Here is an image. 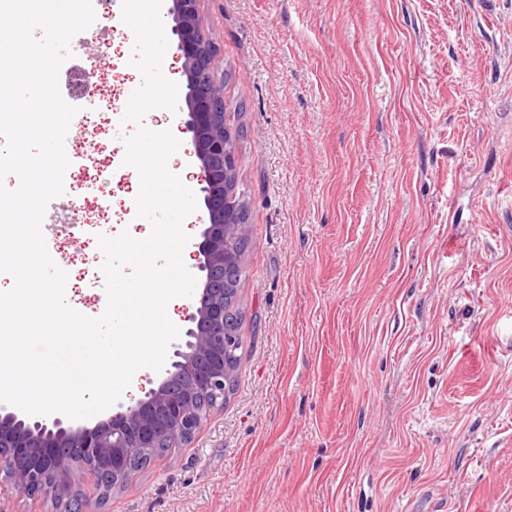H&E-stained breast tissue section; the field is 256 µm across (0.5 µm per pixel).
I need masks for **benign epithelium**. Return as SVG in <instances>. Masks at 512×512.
<instances>
[{"label": "benign epithelium", "instance_id": "benign-epithelium-1", "mask_svg": "<svg viewBox=\"0 0 512 512\" xmlns=\"http://www.w3.org/2000/svg\"><path fill=\"white\" fill-rule=\"evenodd\" d=\"M199 0H173L174 32L187 77L189 119L207 221L197 244L202 272L185 339L174 344L175 361L143 397L93 426L57 417L48 424L0 405V472L29 496L48 495L73 502L72 512H87L74 501L85 479L132 476L133 464L153 448L189 444L202 413L223 404L227 394L224 358L234 355L237 337L224 333V285L238 256L232 239L245 237L228 193L238 167L231 146L236 132L224 111V75L218 73L217 49L200 29Z\"/></svg>", "mask_w": 512, "mask_h": 512}]
</instances>
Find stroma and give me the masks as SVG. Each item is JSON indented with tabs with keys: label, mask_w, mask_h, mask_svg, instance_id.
I'll use <instances>...</instances> for the list:
<instances>
[{
	"label": "stroma",
	"mask_w": 512,
	"mask_h": 512,
	"mask_svg": "<svg viewBox=\"0 0 512 512\" xmlns=\"http://www.w3.org/2000/svg\"><path fill=\"white\" fill-rule=\"evenodd\" d=\"M115 0L71 41L125 107ZM244 125L250 248L234 393L96 512H512V0H199ZM169 45L173 166H196ZM68 154L113 156L112 207L43 224L65 298L107 305L99 236L135 218L133 125L75 98Z\"/></svg>",
	"instance_id": "stroma-1"
}]
</instances>
